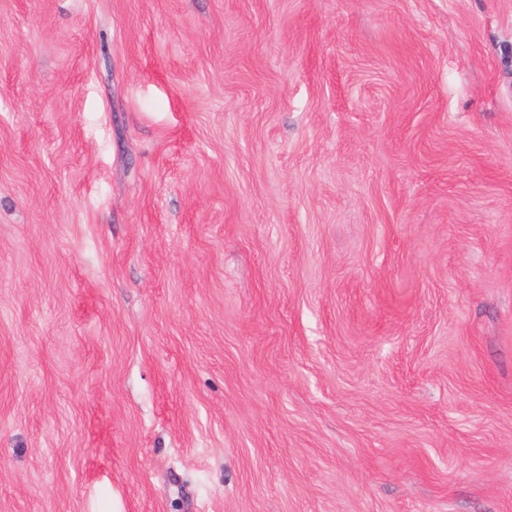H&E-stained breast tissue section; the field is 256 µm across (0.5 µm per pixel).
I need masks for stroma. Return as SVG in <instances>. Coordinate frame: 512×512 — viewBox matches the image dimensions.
<instances>
[{
  "label": "stroma",
  "mask_w": 512,
  "mask_h": 512,
  "mask_svg": "<svg viewBox=\"0 0 512 512\" xmlns=\"http://www.w3.org/2000/svg\"><path fill=\"white\" fill-rule=\"evenodd\" d=\"M0 512H512V0H0Z\"/></svg>",
  "instance_id": "1"
}]
</instances>
